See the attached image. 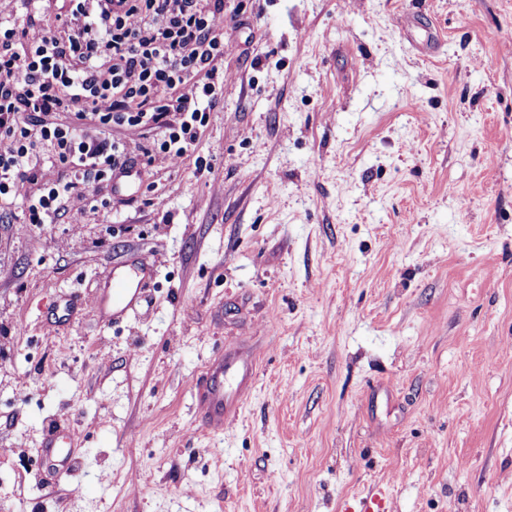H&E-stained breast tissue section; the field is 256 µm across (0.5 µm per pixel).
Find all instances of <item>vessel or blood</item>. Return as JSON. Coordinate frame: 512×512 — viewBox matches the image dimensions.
Wrapping results in <instances>:
<instances>
[{
	"label": "vessel or blood",
	"mask_w": 512,
	"mask_h": 512,
	"mask_svg": "<svg viewBox=\"0 0 512 512\" xmlns=\"http://www.w3.org/2000/svg\"><path fill=\"white\" fill-rule=\"evenodd\" d=\"M156 264L144 257L113 264L104 276L103 301L112 308V320L143 313L148 308V290L155 276ZM257 376L252 357L227 353L224 359L207 366L189 383L204 425L213 432L222 431L236 417L251 393ZM80 437L77 432L60 434L47 429L40 442L45 458L53 462L54 475L70 472L76 464L74 449Z\"/></svg>",
	"instance_id": "b4317fda"
}]
</instances>
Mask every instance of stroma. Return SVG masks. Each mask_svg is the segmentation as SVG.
I'll return each mask as SVG.
<instances>
[{
    "instance_id": "1",
    "label": "stroma",
    "mask_w": 512,
    "mask_h": 512,
    "mask_svg": "<svg viewBox=\"0 0 512 512\" xmlns=\"http://www.w3.org/2000/svg\"><path fill=\"white\" fill-rule=\"evenodd\" d=\"M60 6L0 18L34 43ZM224 13L197 156L0 216V512H512V0ZM144 256L147 314L101 323L107 267ZM237 338L258 377L215 434L188 383ZM53 424L83 441L59 478Z\"/></svg>"
}]
</instances>
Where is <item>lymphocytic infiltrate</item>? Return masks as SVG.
Segmentation results:
<instances>
[{
  "instance_id": "lymphocytic-infiltrate-1",
  "label": "lymphocytic infiltrate",
  "mask_w": 512,
  "mask_h": 512,
  "mask_svg": "<svg viewBox=\"0 0 512 512\" xmlns=\"http://www.w3.org/2000/svg\"><path fill=\"white\" fill-rule=\"evenodd\" d=\"M56 19L61 32L31 45L0 20V210L35 185L30 224L126 175L128 136L151 134L147 165L194 153L224 88V0H65ZM47 165L62 177L40 180Z\"/></svg>"
}]
</instances>
